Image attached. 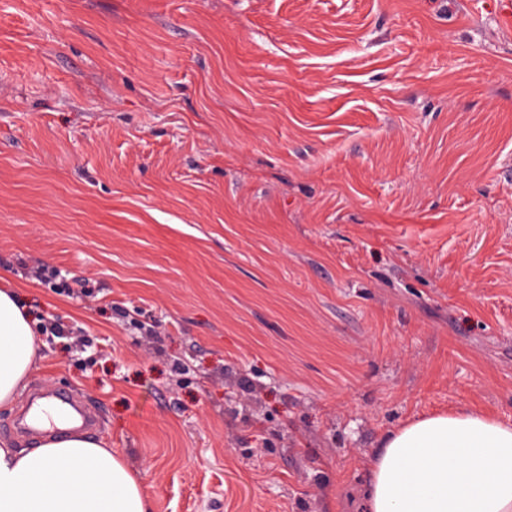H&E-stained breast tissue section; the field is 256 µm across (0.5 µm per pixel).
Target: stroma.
Returning a JSON list of instances; mask_svg holds the SVG:
<instances>
[{
  "label": "stroma",
  "instance_id": "stroma-1",
  "mask_svg": "<svg viewBox=\"0 0 512 512\" xmlns=\"http://www.w3.org/2000/svg\"><path fill=\"white\" fill-rule=\"evenodd\" d=\"M1 287L66 333L0 440L45 385L153 512H362L405 422H512V35L486 0H0Z\"/></svg>",
  "mask_w": 512,
  "mask_h": 512
}]
</instances>
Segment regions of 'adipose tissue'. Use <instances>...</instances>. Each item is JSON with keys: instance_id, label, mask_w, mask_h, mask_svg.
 <instances>
[{"instance_id": "ef3b65f1", "label": "adipose tissue", "mask_w": 512, "mask_h": 512, "mask_svg": "<svg viewBox=\"0 0 512 512\" xmlns=\"http://www.w3.org/2000/svg\"><path fill=\"white\" fill-rule=\"evenodd\" d=\"M40 333L0 290V409L26 387ZM31 450L0 448V512H152V501L102 441L62 415ZM364 512H512V423L473 408L409 421L381 441Z\"/></svg>"}]
</instances>
